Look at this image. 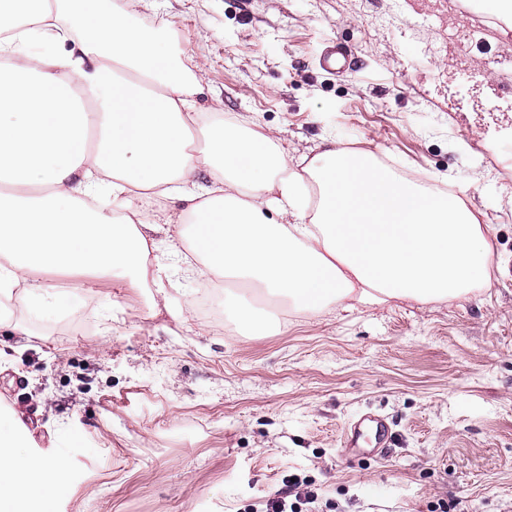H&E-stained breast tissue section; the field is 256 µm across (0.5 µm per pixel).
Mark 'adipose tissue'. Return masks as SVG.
<instances>
[{"label":"adipose tissue","instance_id":"obj_1","mask_svg":"<svg viewBox=\"0 0 512 512\" xmlns=\"http://www.w3.org/2000/svg\"><path fill=\"white\" fill-rule=\"evenodd\" d=\"M22 2L0 0V53L16 58L0 65V296L19 287L42 305L47 267L132 288L205 268L309 312L450 302L488 282L489 227L459 197L333 138L293 166L273 132L206 125L190 69L99 0ZM132 197L177 206L155 214ZM173 227L201 266L159 254ZM224 308L252 336L275 325L234 289ZM28 439L0 416V512H51L66 482L64 460L33 456Z\"/></svg>","mask_w":512,"mask_h":512}]
</instances>
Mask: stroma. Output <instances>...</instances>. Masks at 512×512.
<instances>
[{
	"label": "stroma",
	"instance_id": "35a3bbf8",
	"mask_svg": "<svg viewBox=\"0 0 512 512\" xmlns=\"http://www.w3.org/2000/svg\"><path fill=\"white\" fill-rule=\"evenodd\" d=\"M164 35L201 78L208 121L273 130L290 157L324 139L397 172L452 184L490 225V281L446 304L396 301L306 314L250 338L186 310L199 282L164 280L165 309L120 280L40 273L0 327V404L38 457L62 454L57 512H262L292 477L312 512H512V28L474 0H106ZM483 25L464 63L438 34ZM348 53L325 71L326 46ZM81 283L79 295L68 284ZM180 320H173L174 312ZM390 425L384 456L342 445L365 412Z\"/></svg>",
	"mask_w": 512,
	"mask_h": 512
}]
</instances>
